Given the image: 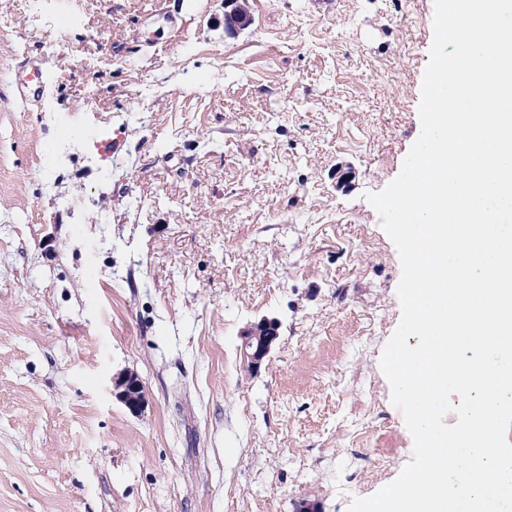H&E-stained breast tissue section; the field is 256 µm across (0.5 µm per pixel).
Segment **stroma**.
<instances>
[{
  "mask_svg": "<svg viewBox=\"0 0 512 512\" xmlns=\"http://www.w3.org/2000/svg\"><path fill=\"white\" fill-rule=\"evenodd\" d=\"M224 2L0 0V512H347L412 458L367 196L418 138L434 0H238L240 30ZM356 450L386 477L352 489ZM49 73L39 66L26 63L24 69L12 78L14 95L17 99L27 102L38 101L40 93L49 83ZM277 322L261 319L251 324L242 334L241 349L247 360L248 370L258 372L264 359L271 352L279 338ZM116 397L131 413H139L146 404L143 386L136 374L125 371L112 382Z\"/></svg>",
  "mask_w": 512,
  "mask_h": 512,
  "instance_id": "1",
  "label": "stroma"
}]
</instances>
